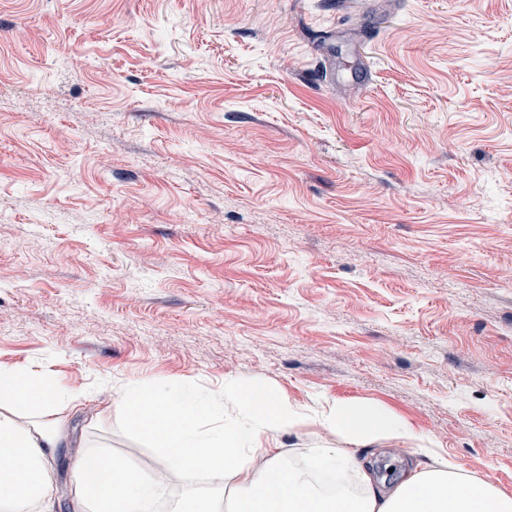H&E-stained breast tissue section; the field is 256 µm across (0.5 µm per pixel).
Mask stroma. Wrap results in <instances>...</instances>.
<instances>
[{
	"mask_svg": "<svg viewBox=\"0 0 512 512\" xmlns=\"http://www.w3.org/2000/svg\"><path fill=\"white\" fill-rule=\"evenodd\" d=\"M1 367L146 470L131 387L262 380L283 464L363 401L512 494V0H0Z\"/></svg>",
	"mask_w": 512,
	"mask_h": 512,
	"instance_id": "stroma-1",
	"label": "stroma"
}]
</instances>
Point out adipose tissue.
<instances>
[{
	"mask_svg": "<svg viewBox=\"0 0 512 512\" xmlns=\"http://www.w3.org/2000/svg\"><path fill=\"white\" fill-rule=\"evenodd\" d=\"M64 393L42 375L0 369V512H53L51 462L69 447L71 430L50 408ZM128 405L164 467L203 468L212 480L211 488L181 499L173 512H512L511 495L463 477L443 459L421 472L400 468L391 480L344 448H315L304 467L283 465L270 445L303 416L261 380L244 388L225 383L218 395L144 382ZM319 423L356 444L420 441L399 417L360 402L330 404ZM259 453L267 463L256 471L250 459ZM91 464L106 478L78 481L74 512H158L165 483L157 472L88 446L78 467ZM358 483L363 491L356 496Z\"/></svg>",
	"mask_w": 512,
	"mask_h": 512,
	"instance_id": "adipose-tissue-1",
	"label": "adipose tissue"
}]
</instances>
